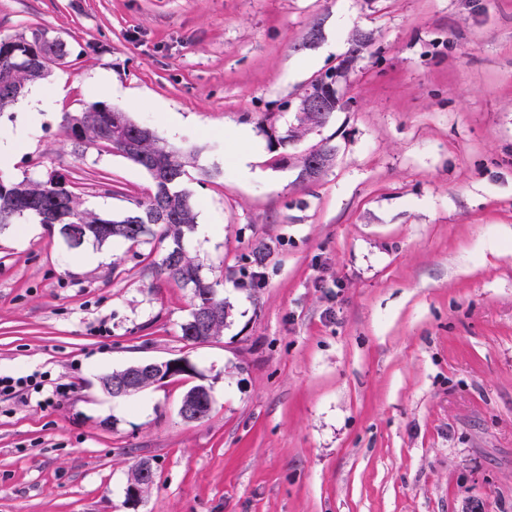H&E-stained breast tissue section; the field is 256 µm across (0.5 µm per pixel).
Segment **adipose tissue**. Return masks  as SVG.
<instances>
[{
  "label": "adipose tissue",
  "mask_w": 512,
  "mask_h": 512,
  "mask_svg": "<svg viewBox=\"0 0 512 512\" xmlns=\"http://www.w3.org/2000/svg\"><path fill=\"white\" fill-rule=\"evenodd\" d=\"M54 107V94L32 88L23 102L20 121L8 135L0 137V169L9 167L16 156L35 149L42 124Z\"/></svg>",
  "instance_id": "obj_1"
}]
</instances>
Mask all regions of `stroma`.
<instances>
[{
    "instance_id": "stroma-1",
    "label": "stroma",
    "mask_w": 512,
    "mask_h": 512,
    "mask_svg": "<svg viewBox=\"0 0 512 512\" xmlns=\"http://www.w3.org/2000/svg\"><path fill=\"white\" fill-rule=\"evenodd\" d=\"M315 23L341 54L304 47ZM44 26L78 57L41 80L62 94L9 176H64L101 214L148 197L119 153L65 143L62 113L109 75L127 91L109 106L196 150L197 220L223 231L187 248L232 311L188 344L190 292L148 247L1 228L0 374L46 386L0 397V512H512V0H0V36ZM344 56L346 105L286 143L285 103ZM242 126L251 179L231 160ZM325 142L315 182L272 162ZM178 357L194 376L125 400L100 386ZM195 385L211 409L187 422ZM197 386L202 385L193 386L186 392L185 396H191V394L193 393ZM185 396L183 397L179 407L180 417L188 422L200 420V418L203 415L204 407L207 404L211 403L209 391L207 389H204V392L201 394L199 401L196 402L187 401Z\"/></svg>"
}]
</instances>
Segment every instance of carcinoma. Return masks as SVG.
I'll return each mask as SVG.
<instances>
[{"mask_svg":"<svg viewBox=\"0 0 512 512\" xmlns=\"http://www.w3.org/2000/svg\"><path fill=\"white\" fill-rule=\"evenodd\" d=\"M71 55L68 44L48 28L34 32L29 39L22 34L0 37V114L11 111L28 84L46 78L52 68L68 63ZM337 109L333 98L323 114L301 112L297 116L299 126L305 131L320 127ZM61 126L74 153L82 155L90 147L117 152L150 174L153 191L133 210L112 216L84 207L80 194L61 176L38 179L25 175L19 181L0 178V228L32 218L47 227L58 228L73 249L90 241L98 245H140L152 241L162 244L161 258L151 262L155 274L180 288L192 285L191 310L209 303L206 322L201 323L189 314L181 325L182 338L197 336L204 343L220 335L229 305L218 289V282L203 274L202 265L185 247L197 219L192 194L185 186L196 152H182L154 132H140L128 113L102 102H94L82 112L63 113ZM314 149L319 161L316 169L307 174L309 180L320 176L335 156V147L327 143Z\"/></svg>","mask_w":512,"mask_h":512,"instance_id":"cac0c4a2","label":"carcinoma"}]
</instances>
